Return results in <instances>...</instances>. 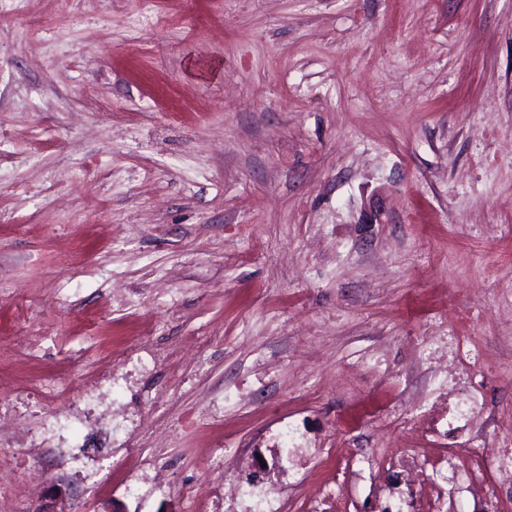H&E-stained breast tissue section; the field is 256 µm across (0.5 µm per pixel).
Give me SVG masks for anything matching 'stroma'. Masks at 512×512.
I'll return each mask as SVG.
<instances>
[{
  "label": "stroma",
  "mask_w": 512,
  "mask_h": 512,
  "mask_svg": "<svg viewBox=\"0 0 512 512\" xmlns=\"http://www.w3.org/2000/svg\"><path fill=\"white\" fill-rule=\"evenodd\" d=\"M103 359L101 483L1 444V495L425 512L414 457L439 512H512L462 467L512 448V0H0V403L51 382L47 418ZM159 454L170 492L125 490Z\"/></svg>",
  "instance_id": "obj_1"
}]
</instances>
